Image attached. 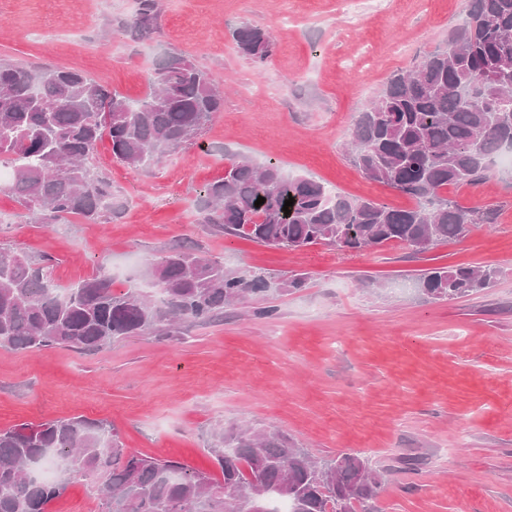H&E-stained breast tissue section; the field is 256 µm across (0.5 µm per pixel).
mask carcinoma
Wrapping results in <instances>:
<instances>
[{
	"mask_svg": "<svg viewBox=\"0 0 512 512\" xmlns=\"http://www.w3.org/2000/svg\"><path fill=\"white\" fill-rule=\"evenodd\" d=\"M137 5L125 35L149 39L159 0ZM232 39L257 66L272 55V37L261 28L239 26ZM223 107L216 78L179 53L155 61L149 92L137 101L76 70L1 59L0 164L13 166L7 191L45 224L118 218L124 205L112 183L94 173L98 142L109 137L112 155L134 167L161 163L194 143ZM505 149H512V0H469L448 44L393 74L359 114L349 142L363 175L412 198L414 207L343 196L276 161L238 155L203 187L196 210L203 224L278 249L361 251L396 243L425 252L494 223L492 211L445 191L485 178ZM260 196L265 202L257 207ZM50 267L47 257L35 262L22 249H0L1 346L98 349L121 336L213 321L238 302L306 283L297 275L276 282L248 269L228 271L184 247L149 260L152 294L117 293L102 273L63 288ZM498 275L494 267H438L421 273L418 284L433 299L453 300L492 286ZM211 452L219 479L130 453L102 421L0 429V512H46L73 476L101 480V512H250L256 500L264 512H278L282 500L290 512H375L380 482L359 456L318 462L285 434L249 429L215 433Z\"/></svg>",
	"mask_w": 512,
	"mask_h": 512,
	"instance_id": "carcinoma-1",
	"label": "carcinoma"
}]
</instances>
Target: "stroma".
I'll return each mask as SVG.
<instances>
[{"label":"stroma","instance_id":"obj_1","mask_svg":"<svg viewBox=\"0 0 512 512\" xmlns=\"http://www.w3.org/2000/svg\"><path fill=\"white\" fill-rule=\"evenodd\" d=\"M151 39L116 34L135 0H0V58L75 69L138 100L156 58L180 52L224 81V109L196 144L162 164L97 162L126 203L118 220H28L0 193V248L52 260L66 287L99 272L115 290L147 287L145 262L179 246L303 288L253 298L219 320L119 337L94 352L0 346V429L83 417L115 428L126 451L219 475L216 429L288 435L314 456L365 458L377 512H512V175L492 170L461 202L495 221L423 253L293 251L199 223L194 202L228 158L275 159L342 195L395 208L412 199L366 179L345 145L394 71L445 43L468 0H162ZM243 24L273 36L256 68L234 45ZM490 266L496 283L454 300L422 293L436 267ZM275 305L274 316L256 308ZM97 481L69 482L48 512H100Z\"/></svg>","mask_w":512,"mask_h":512}]
</instances>
